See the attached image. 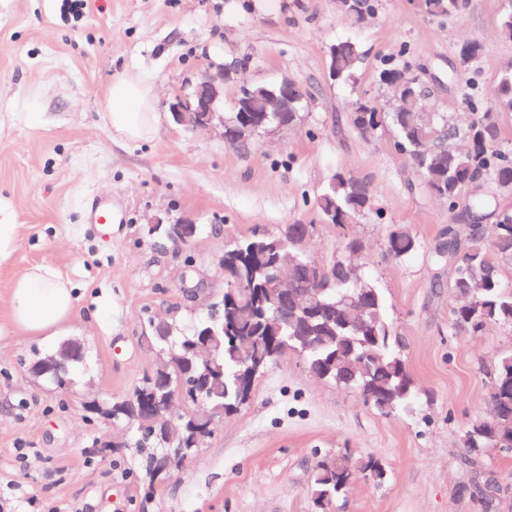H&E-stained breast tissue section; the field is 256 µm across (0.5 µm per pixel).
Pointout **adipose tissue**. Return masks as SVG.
Instances as JSON below:
<instances>
[{
	"label": "adipose tissue",
	"instance_id": "1",
	"mask_svg": "<svg viewBox=\"0 0 512 512\" xmlns=\"http://www.w3.org/2000/svg\"><path fill=\"white\" fill-rule=\"evenodd\" d=\"M119 145L153 139L158 114L149 80L140 74L116 75L108 90V110L103 115ZM73 285L50 266L28 268L14 282L9 300L14 329L30 336H52L75 317Z\"/></svg>",
	"mask_w": 512,
	"mask_h": 512
}]
</instances>
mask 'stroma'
<instances>
[{
	"instance_id": "obj_1",
	"label": "stroma",
	"mask_w": 512,
	"mask_h": 512,
	"mask_svg": "<svg viewBox=\"0 0 512 512\" xmlns=\"http://www.w3.org/2000/svg\"><path fill=\"white\" fill-rule=\"evenodd\" d=\"M501 0H467L452 19L420 14L410 0H378L358 22L336 0H93L83 15L68 0H0V221L16 225V249L0 266V512H318L311 473L327 455L378 458L388 477L355 478L334 512H512V457L484 458L500 484L486 508L463 464L465 428L491 414L490 389L512 325L455 335L452 299L436 287L448 271L432 255L453 217L424 189L390 133L365 140L350 127L357 96L389 105L378 79L383 60L409 64L434 111L465 123L471 107L512 66V41L498 37ZM358 44L353 82L328 78L327 46ZM469 40L480 52L460 67ZM236 58L251 83L288 77L311 99L297 125L261 135L250 150L221 129L191 132L170 114L174 97L198 74ZM146 75L160 123L154 138L120 146L102 120L113 75ZM476 84L474 102L462 90ZM338 171L369 182L382 217L344 228L319 223L316 195ZM112 204L121 221L92 224L93 201ZM191 217L188 245L144 237L155 219ZM310 225L304 245L328 264L344 236L361 238L363 275L382 289L389 320L422 395L414 416L381 413L353 390L311 373L288 351L260 376L247 405L167 482L144 499L129 458L92 460L93 441L112 425L85 418L84 401L132 393L158 360L143 342L149 317L189 326L209 297L224 292L220 259L233 239L254 231ZM409 227L421 249L386 259L388 225ZM44 264L71 280L77 315L60 336H29L9 323L12 284ZM204 281L197 299L184 279ZM78 340L84 363L60 393L22 362Z\"/></svg>"
}]
</instances>
